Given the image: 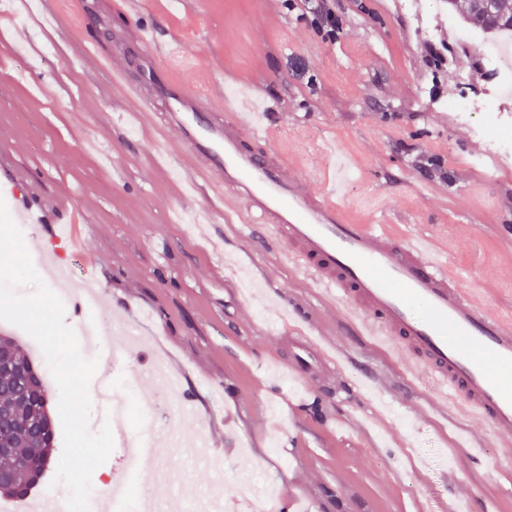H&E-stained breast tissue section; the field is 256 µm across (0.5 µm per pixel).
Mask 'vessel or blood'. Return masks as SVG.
<instances>
[{"label": "vessel or blood", "mask_w": 512, "mask_h": 512, "mask_svg": "<svg viewBox=\"0 0 512 512\" xmlns=\"http://www.w3.org/2000/svg\"><path fill=\"white\" fill-rule=\"evenodd\" d=\"M119 8L131 21L129 30L115 35L108 52L99 43H83L82 57L128 91L137 111L177 131L180 149L223 198L225 223L245 222L250 236L285 246L315 294L340 303L345 321L372 347L413 354L438 384L435 408L485 419L487 440L463 445L464 454L476 459L494 450L511 466L512 452L503 446L512 441V317L486 310L429 236L409 232L398 238L375 223H344L336 200L349 161L341 148L331 147L332 171L319 185L278 149H251V142L270 137L268 123L239 120L241 111L253 109L254 93L242 91L212 108L204 89L174 76L153 29L138 25L141 0H121ZM134 67L141 77L136 85ZM305 324L295 309L280 322L300 337V353L289 367L299 382L310 372L339 368L343 358L340 350H325Z\"/></svg>", "instance_id": "obj_1"}]
</instances>
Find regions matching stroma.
<instances>
[{"label":"stroma","mask_w":512,"mask_h":512,"mask_svg":"<svg viewBox=\"0 0 512 512\" xmlns=\"http://www.w3.org/2000/svg\"><path fill=\"white\" fill-rule=\"evenodd\" d=\"M113 2L56 0L52 26L41 0H0V182L14 174L37 198L66 200L20 230L26 248L48 244L76 277H95L96 312L65 314L84 357L97 355L85 324L129 316L190 399L193 436L218 457L213 467L169 446L158 465L179 474L193 502L236 487L232 512L258 491L313 512H431L452 494L481 512L474 489L501 495L512 484L496 455L457 453V431L483 438L484 420L433 412V380L414 375L408 355H382L348 334L339 308L310 292L285 250L253 263L221 198L205 185L185 198L164 172L159 155L176 150V133L134 122L131 98L79 57L83 40L108 50L124 31ZM78 7L91 28L78 23ZM332 9L341 28L333 43L286 0H145L140 20L167 44L178 79L208 84L212 105L251 86L269 106L271 146L308 180L321 182L329 144L344 148L356 168L339 201L345 223L431 236L452 270L482 285L492 311L512 312V160L477 167L475 149L489 147L485 117L462 120L447 107L462 76L483 81L479 59L457 45L447 71L423 61L425 25H468L444 0H333ZM423 154L441 157L447 180L422 172ZM71 211L86 217L73 247L50 231ZM276 292L309 308L345 352L339 371L308 378L305 409L283 370L297 339L273 327ZM368 372L390 393L384 405L358 388Z\"/></svg>","instance_id":"obj_1"}]
</instances>
